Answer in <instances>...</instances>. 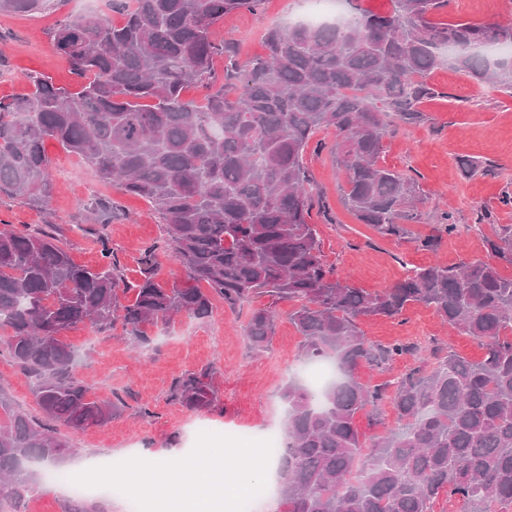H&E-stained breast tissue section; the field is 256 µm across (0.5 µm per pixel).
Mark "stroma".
Masks as SVG:
<instances>
[{"label": "stroma", "instance_id": "35a3bbf8", "mask_svg": "<svg viewBox=\"0 0 512 512\" xmlns=\"http://www.w3.org/2000/svg\"><path fill=\"white\" fill-rule=\"evenodd\" d=\"M306 0H265L260 12L239 10L226 15L217 28L219 36L233 40L239 62L264 55L268 28L297 20ZM84 0H63L52 10L15 16L0 13V99L27 91L25 73L37 72L58 86L77 89L79 82L67 61L52 46L50 32L60 20L85 13ZM442 21L482 24L512 21V0H453ZM429 81L440 97L424 101V122L399 125L384 141L381 165L412 171L419 177L427 197L420 208L414 233H437L436 216L452 211L456 230L443 236L435 250H425L410 240L380 237L370 226L357 221L344 208L341 187L345 174L328 151L307 152L305 163L312 175L320 202L312 211L314 224L328 264L349 284L370 292L389 287L404 278L409 268L433 263L454 266L486 257L484 238L493 225H512V206H503L502 195L512 194V92L481 85L445 65ZM54 195L50 210L30 207L20 200L0 195V225L23 229L27 224H59L71 259L81 266L100 261L98 233H105L130 282L140 278L138 259L144 249L165 237V222L147 200L102 182L85 160L47 140ZM468 157L491 161L492 175L463 176L458 161ZM112 201V221L89 223L91 199ZM491 221L479 224L481 210ZM293 302H277L276 336L263 352L252 350L244 335L248 311L230 310L216 304L210 317L177 318L153 349L136 351L120 332L98 334L81 326L65 335L79 354L78 376L86 378L96 396L130 392L128 408L101 426L68 432L70 450L66 468L86 463L97 467L121 462L150 451L153 458L174 460L194 447L198 428L213 432L248 434L260 438L282 429L286 407L281 390L303 376L299 357L300 337L288 319ZM366 340L374 344L418 346L417 356H402L383 369L359 367V380L379 385L414 366L417 358H429L434 346L442 345L468 360H481L480 341L441 324L434 311L412 305L395 318L373 317L360 322ZM211 366L222 392L218 406L192 412L173 403L169 388L185 372ZM0 385L16 407L31 414L39 408L29 381L21 375L6 352H0Z\"/></svg>", "mask_w": 512, "mask_h": 512}]
</instances>
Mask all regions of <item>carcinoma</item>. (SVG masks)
Instances as JSON below:
<instances>
[{"label": "carcinoma", "instance_id": "carcinoma-1", "mask_svg": "<svg viewBox=\"0 0 512 512\" xmlns=\"http://www.w3.org/2000/svg\"><path fill=\"white\" fill-rule=\"evenodd\" d=\"M262 0H112L116 25L98 14L66 19L52 44L75 72L79 90L37 73L31 90L0 100V195L47 208L53 193L44 141L52 138L89 162L100 180L154 205L166 221L163 245L147 248L141 280L127 281L109 239L102 264L78 266L55 224L0 229V336L33 386L42 417L14 406L0 386V505L12 512L39 481L36 462L55 469L68 439L121 415L125 400L100 398L76 375L64 333L80 325L121 329L134 345L147 329L179 316L204 319L213 301L250 305L244 333L267 348L278 316L252 306L267 293L295 302L289 319L301 358L334 357L341 377L314 391L282 390L285 450L276 461L280 512H433L442 496L463 512H512V225L486 238L488 256L454 267L410 270L381 291L343 280L324 259L311 212L314 187L304 162L313 136L331 129L330 151L346 178L343 202L381 236L405 238L418 221L416 176L379 164L393 122L416 124L418 105L441 95L428 82L452 49L454 67L512 90V59L488 61L485 48L512 44V22L434 20L448 0H393L386 15L355 10L345 22L270 28L266 55L239 64L233 41L216 40L224 16ZM44 0H0V12L31 14ZM228 60L217 77L212 60ZM194 85L214 88L205 104L183 99ZM108 224L112 203L89 206ZM169 253L192 284L158 279L157 254ZM423 304L481 342L471 363L433 350L435 362L410 368L392 389L360 382L362 364L382 367L410 347L369 343L357 321L398 317ZM217 372L205 366L173 381L170 399L189 411L220 401ZM395 426L366 445L357 416Z\"/></svg>", "mask_w": 512, "mask_h": 512}]
</instances>
